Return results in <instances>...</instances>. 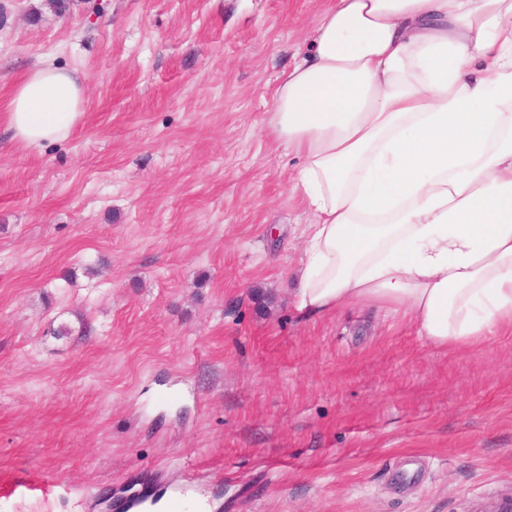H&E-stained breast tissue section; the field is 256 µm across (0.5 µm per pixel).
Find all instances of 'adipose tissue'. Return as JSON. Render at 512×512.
Returning a JSON list of instances; mask_svg holds the SVG:
<instances>
[{
  "mask_svg": "<svg viewBox=\"0 0 512 512\" xmlns=\"http://www.w3.org/2000/svg\"><path fill=\"white\" fill-rule=\"evenodd\" d=\"M83 103L45 64L5 121L38 147L67 139ZM268 127L311 216L301 315L398 313L443 349L512 333V0H334Z\"/></svg>",
  "mask_w": 512,
  "mask_h": 512,
  "instance_id": "obj_1",
  "label": "adipose tissue"
}]
</instances>
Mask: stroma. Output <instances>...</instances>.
Returning a JSON list of instances; mask_svg holds the SVG:
<instances>
[{
	"instance_id": "obj_1",
	"label": "stroma",
	"mask_w": 512,
	"mask_h": 512,
	"mask_svg": "<svg viewBox=\"0 0 512 512\" xmlns=\"http://www.w3.org/2000/svg\"><path fill=\"white\" fill-rule=\"evenodd\" d=\"M333 0H0V512H498L512 335L293 304L308 216L268 134ZM75 71L63 142H12L35 66Z\"/></svg>"
}]
</instances>
